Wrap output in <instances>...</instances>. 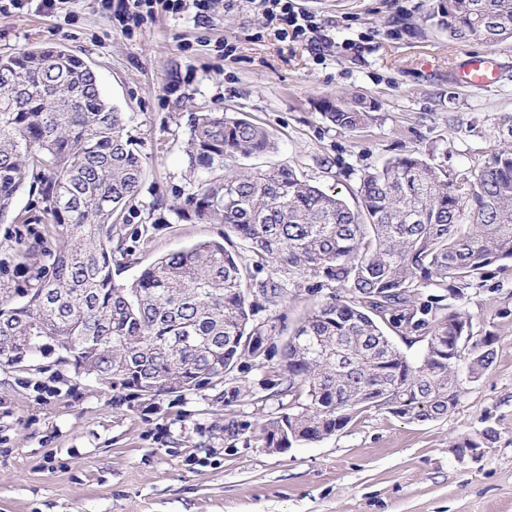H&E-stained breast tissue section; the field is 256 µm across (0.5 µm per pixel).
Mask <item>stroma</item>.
Masks as SVG:
<instances>
[{
	"mask_svg": "<svg viewBox=\"0 0 512 512\" xmlns=\"http://www.w3.org/2000/svg\"><path fill=\"white\" fill-rule=\"evenodd\" d=\"M223 3L207 21L162 11L128 34L99 0H70L52 16L32 4L0 13V53L66 47L135 117L145 180L121 228L133 251L122 281L224 232L176 223L170 211L197 185L185 154L197 108L247 117L274 140L273 151L231 168L284 165L346 196L391 157L417 153L454 171L481 167L498 148L500 119L512 113V42L455 44L419 29L432 0H293L316 31L285 42L253 0ZM469 53L494 55L491 86L454 80ZM337 95L370 97L380 108L361 128H338L318 106ZM139 224L148 234H136ZM335 290L302 288L277 307L255 300L252 322L281 344ZM452 303L473 338L493 337L495 359L463 380L451 414L419 422L372 410L283 453L256 440L263 419L281 409L275 397L228 404L217 388L153 404L51 356L32 371L0 365V512H512V260L487 267ZM232 419L250 431L225 438ZM467 440L478 442L476 454L460 453Z\"/></svg>",
	"mask_w": 512,
	"mask_h": 512,
	"instance_id": "obj_1",
	"label": "stroma"
}]
</instances>
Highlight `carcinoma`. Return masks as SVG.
I'll return each instance as SVG.
<instances>
[{"mask_svg": "<svg viewBox=\"0 0 512 512\" xmlns=\"http://www.w3.org/2000/svg\"><path fill=\"white\" fill-rule=\"evenodd\" d=\"M422 24L457 43L512 40V0H433ZM324 117L344 129L373 120L364 97L325 99ZM135 117L102 94L76 53L34 46L0 55V219L25 186L40 207L17 213L15 245L26 285L0 297V364L29 370L65 351L78 374L156 402L213 389L241 361L257 385L290 397L265 422L264 448L317 443L370 410L408 420L444 418L458 405L457 377L494 362L492 337L467 345L468 316L423 300L418 289L457 296L486 267L512 258V114L507 144L478 169L452 173L408 154L364 173L352 207L287 166L227 167L274 149L261 126L226 112H198L186 142L196 190L172 208L177 220L224 225L204 241L158 258L131 282L120 224L137 207L144 158ZM269 269L259 279L252 271ZM328 281L339 293L314 306L283 342V366L253 304L277 307L291 287ZM425 343L410 361L386 329Z\"/></svg>", "mask_w": 512, "mask_h": 512, "instance_id": "obj_1", "label": "carcinoma"}]
</instances>
